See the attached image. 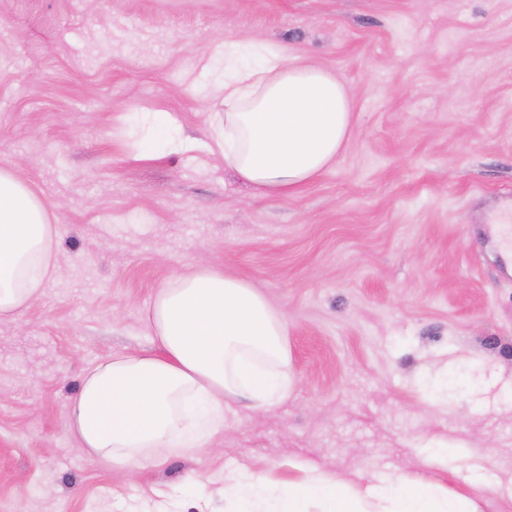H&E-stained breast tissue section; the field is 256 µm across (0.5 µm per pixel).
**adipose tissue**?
I'll return each mask as SVG.
<instances>
[{"label": "adipose tissue", "mask_w": 512, "mask_h": 512, "mask_svg": "<svg viewBox=\"0 0 512 512\" xmlns=\"http://www.w3.org/2000/svg\"><path fill=\"white\" fill-rule=\"evenodd\" d=\"M224 163L261 197H290L335 163L351 132L345 85L326 67L290 61L258 40L224 44ZM57 271L54 227L39 196L0 169V317L20 315ZM143 321L156 352L115 355L85 375L70 404L77 448L133 469L169 449L210 447L224 411L285 403L294 381L286 319L250 283L200 263L163 287ZM301 481L224 473L230 512H480L423 476L349 484L312 462Z\"/></svg>", "instance_id": "adipose-tissue-1"}]
</instances>
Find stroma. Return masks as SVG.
<instances>
[{"mask_svg":"<svg viewBox=\"0 0 512 512\" xmlns=\"http://www.w3.org/2000/svg\"><path fill=\"white\" fill-rule=\"evenodd\" d=\"M352 97L335 166L261 199L212 150L225 40ZM165 113L178 141L144 153ZM0 168L43 201L57 277L0 319V512H225L224 472L426 469L512 512V0H0ZM207 261L285 315L288 402L135 474L78 450L86 368L153 349L142 315Z\"/></svg>","mask_w":512,"mask_h":512,"instance_id":"1","label":"stroma"}]
</instances>
